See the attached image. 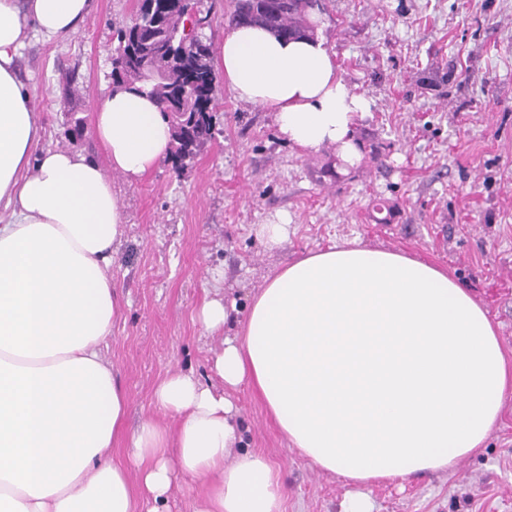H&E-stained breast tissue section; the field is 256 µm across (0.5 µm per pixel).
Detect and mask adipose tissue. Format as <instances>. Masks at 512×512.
Instances as JSON below:
<instances>
[{
    "instance_id": "adipose-tissue-1",
    "label": "adipose tissue",
    "mask_w": 512,
    "mask_h": 512,
    "mask_svg": "<svg viewBox=\"0 0 512 512\" xmlns=\"http://www.w3.org/2000/svg\"><path fill=\"white\" fill-rule=\"evenodd\" d=\"M89 0H0V512H159L177 479L203 484L193 512H285L281 471L241 445L238 410L192 374L154 389L175 430L145 422L130 478L113 464L127 394L103 348L119 315L110 268L124 236L108 171L141 181L169 155L159 104L131 90L98 106L108 164L39 149L42 127L17 60L29 31L76 34ZM217 64L241 101L273 112L307 153L358 164L370 109L320 37L226 24ZM205 331L241 324L213 370L248 384L292 448L320 469L372 483L453 469L476 455L512 390V362L483 306L447 271L403 252L333 246L286 265L247 314L221 297Z\"/></svg>"
}]
</instances>
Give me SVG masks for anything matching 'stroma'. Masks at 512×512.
<instances>
[{
    "mask_svg": "<svg viewBox=\"0 0 512 512\" xmlns=\"http://www.w3.org/2000/svg\"><path fill=\"white\" fill-rule=\"evenodd\" d=\"M135 11L136 0H90L79 33L31 38L18 65L36 93L41 147L106 164L92 116L112 89L116 34ZM319 33L370 102L357 135L379 145L380 159L367 153L339 178L320 176L332 150L288 145L272 113L222 83L215 137L183 168L165 160L135 184L108 174L125 233L112 265L122 308L105 356L128 395V430L176 426L153 396L167 374L215 383L210 365L224 334L197 321L205 295L247 307L267 276L351 240L448 269L498 325L512 359V0H325ZM70 116L81 119V136L70 135ZM378 198L395 205L389 223L373 218ZM278 213L290 235L272 250L257 228ZM227 395L245 447L280 466L287 512H341L358 492L373 512H512V395L478 455L450 471L363 486L290 448L248 387Z\"/></svg>",
    "mask_w": 512,
    "mask_h": 512,
    "instance_id": "35a3bbf8",
    "label": "stroma"
}]
</instances>
